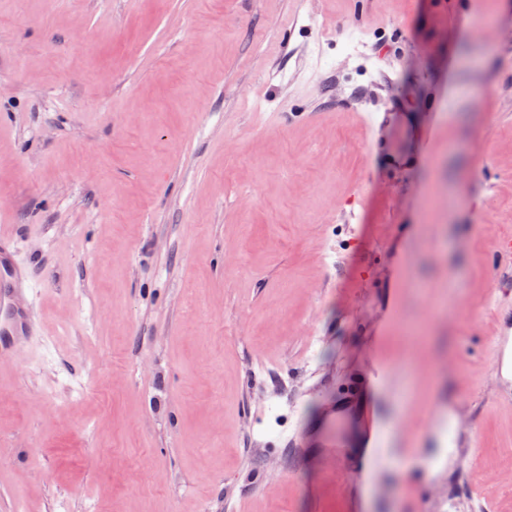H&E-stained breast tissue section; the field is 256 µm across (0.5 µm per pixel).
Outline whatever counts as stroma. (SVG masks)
I'll return each mask as SVG.
<instances>
[{
  "label": "stroma",
  "instance_id": "1",
  "mask_svg": "<svg viewBox=\"0 0 512 512\" xmlns=\"http://www.w3.org/2000/svg\"><path fill=\"white\" fill-rule=\"evenodd\" d=\"M0 226V512H354L414 347L458 452L367 512H512V0H0ZM16 241L8 231L0 232V355L15 353L34 333L35 313L17 300L25 278L15 260ZM397 372L380 365L364 370L356 379L354 395L362 389L376 388L386 392L388 397L405 400L406 392L403 384L396 380Z\"/></svg>",
  "mask_w": 512,
  "mask_h": 512
}]
</instances>
